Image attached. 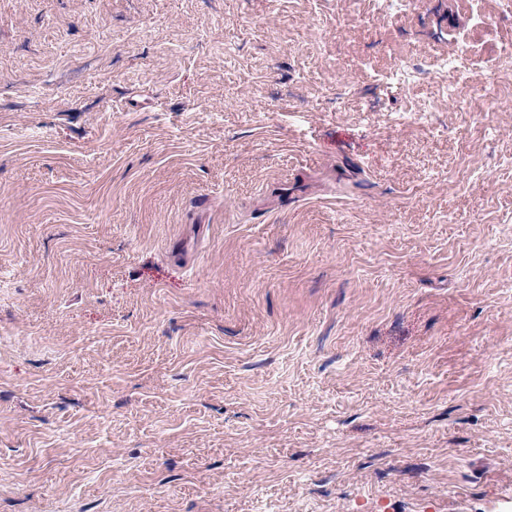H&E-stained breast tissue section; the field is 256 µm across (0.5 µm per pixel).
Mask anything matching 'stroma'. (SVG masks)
<instances>
[{
  "label": "stroma",
  "mask_w": 512,
  "mask_h": 512,
  "mask_svg": "<svg viewBox=\"0 0 512 512\" xmlns=\"http://www.w3.org/2000/svg\"><path fill=\"white\" fill-rule=\"evenodd\" d=\"M510 40L497 0H0V512H512ZM464 50L455 53H449L437 59L433 66L431 73L436 78H444L447 74L457 76H464L468 74L467 59Z\"/></svg>",
  "instance_id": "1"
}]
</instances>
